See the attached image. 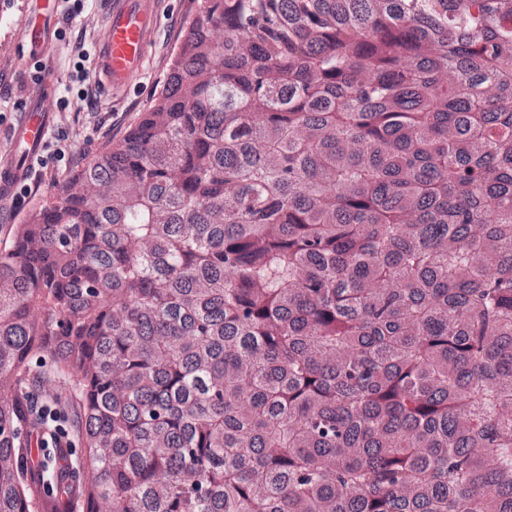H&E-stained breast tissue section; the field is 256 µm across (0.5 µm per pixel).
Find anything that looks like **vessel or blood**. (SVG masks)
<instances>
[{"mask_svg":"<svg viewBox=\"0 0 512 512\" xmlns=\"http://www.w3.org/2000/svg\"><path fill=\"white\" fill-rule=\"evenodd\" d=\"M40 13L28 24L22 58L31 61L50 46L55 17L41 0ZM159 0H107L105 32L96 53L95 65L103 87L126 92L145 63L149 43L161 20ZM54 113L45 92L33 95L23 122L12 130L14 155L0 162V194L17 191L38 160Z\"/></svg>","mask_w":512,"mask_h":512,"instance_id":"1","label":"vessel or blood"}]
</instances>
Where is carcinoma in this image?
<instances>
[{"label":"carcinoma","instance_id":"cac0c4a2","mask_svg":"<svg viewBox=\"0 0 512 512\" xmlns=\"http://www.w3.org/2000/svg\"><path fill=\"white\" fill-rule=\"evenodd\" d=\"M44 505L512 512V0H199L0 247V512Z\"/></svg>","mask_w":512,"mask_h":512}]
</instances>
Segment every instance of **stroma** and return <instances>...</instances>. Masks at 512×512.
Instances as JSON below:
<instances>
[{
  "label": "stroma",
  "instance_id": "obj_1",
  "mask_svg": "<svg viewBox=\"0 0 512 512\" xmlns=\"http://www.w3.org/2000/svg\"><path fill=\"white\" fill-rule=\"evenodd\" d=\"M103 0H55L53 4L59 38L40 60L41 70L52 89L55 118L43 152L26 181L9 196H0V246L34 204L52 198L72 169L69 155L87 159L104 145L122 139L153 103L162 89L168 63L180 47L189 20L197 10L196 0H162L161 24L155 31L142 73L125 94L101 90L97 111H89L79 99L81 85L75 80L76 43L95 53L104 33ZM31 14L27 0H0V69L11 81L0 87L8 105L0 109V159L11 152V131L24 111L14 109L33 90V72L21 61L19 50Z\"/></svg>",
  "mask_w": 512,
  "mask_h": 512
}]
</instances>
